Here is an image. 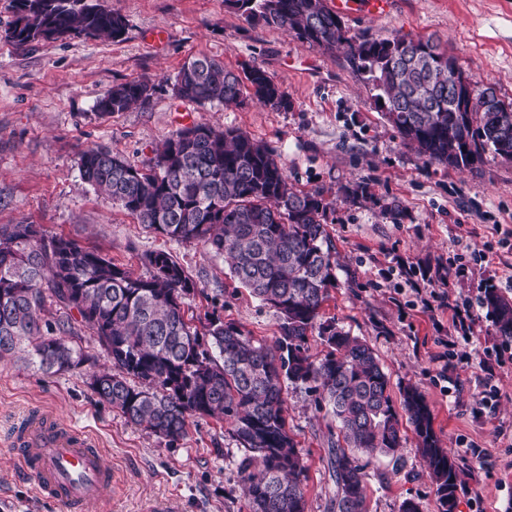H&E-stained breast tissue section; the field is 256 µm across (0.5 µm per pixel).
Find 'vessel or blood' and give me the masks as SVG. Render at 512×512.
<instances>
[{
	"label": "vessel or blood",
	"mask_w": 512,
	"mask_h": 512,
	"mask_svg": "<svg viewBox=\"0 0 512 512\" xmlns=\"http://www.w3.org/2000/svg\"><path fill=\"white\" fill-rule=\"evenodd\" d=\"M16 456L60 512H87L112 481L94 439L46 415L13 438Z\"/></svg>",
	"instance_id": "b4317fda"
}]
</instances>
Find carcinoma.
Wrapping results in <instances>:
<instances>
[{"label": "carcinoma", "mask_w": 512, "mask_h": 512, "mask_svg": "<svg viewBox=\"0 0 512 512\" xmlns=\"http://www.w3.org/2000/svg\"><path fill=\"white\" fill-rule=\"evenodd\" d=\"M248 18L283 28L327 52L339 50L352 72L387 104L384 117L429 163L469 166L512 162V103L497 111L467 109L448 96V52L397 32L351 35L327 0H228ZM7 37L18 45L68 33L121 39L125 17L91 0H14ZM155 84L137 79L112 87L101 114L146 103ZM182 99L224 106L249 98L288 108V92L261 67L238 74L206 54L179 70ZM83 179L105 192L148 230L178 242H200L230 260L233 277L279 314L274 345L256 341L218 309L198 326L183 297L197 282L163 250L148 254L137 276L96 250L33 224L0 225V360L24 354L46 372H65L89 357L43 327L45 292L74 310L112 358L117 372H94L90 387L131 423L170 442L186 436L190 418L228 421L245 449L243 487L254 512H305V467L284 416V383L309 385L332 405L350 448L372 455L400 446V419L373 349L333 323H318L338 260L324 221V191L296 190L274 152L235 129L196 123L172 133L151 164L138 168L102 146L79 156ZM483 305L512 338V298L493 288ZM327 346L309 354L313 331ZM402 409L436 486L440 512H456L457 466L440 445L424 396L402 393ZM336 512H364V467L331 449Z\"/></svg>", "instance_id": "carcinoma-1"}]
</instances>
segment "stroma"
<instances>
[{
	"label": "stroma",
	"instance_id": "stroma-1",
	"mask_svg": "<svg viewBox=\"0 0 512 512\" xmlns=\"http://www.w3.org/2000/svg\"><path fill=\"white\" fill-rule=\"evenodd\" d=\"M99 2L127 19L122 41L71 35L14 44L5 37L14 3L0 0V224L38 225L142 276L147 253L168 251L198 283L184 300L190 313L223 306L225 319L273 342L276 310L237 287L225 258L146 230L78 167L80 152L95 145L145 166L170 134L197 122L245 132L281 157L294 188L324 190L338 267L322 318L373 348L393 402L408 385L425 396L459 471L456 512H512V341L481 305L489 286L512 297V163L426 162L341 56L247 19L228 0ZM342 16L353 34L436 40L465 74L512 101V0H393L383 16L352 0ZM198 54L237 72L262 67L287 90L288 108L176 97L175 75ZM143 78L156 84L148 102L100 115L108 90ZM356 187L362 196L346 200ZM393 203L400 216L391 215ZM456 308L472 312L469 333L455 329ZM43 318L91 361L56 374L18 357L0 361V512H58L8 444L16 423L39 410L90 434L112 471L88 512H251L239 469L246 451L228 423L193 417L176 442L131 424L89 385L112 362L76 311L49 297ZM285 408L307 467L306 512H336L331 410L301 384L289 386ZM401 436L392 455H355L368 475L366 512H401L407 499L439 512L410 424Z\"/></svg>",
	"mask_w": 512,
	"mask_h": 512
}]
</instances>
